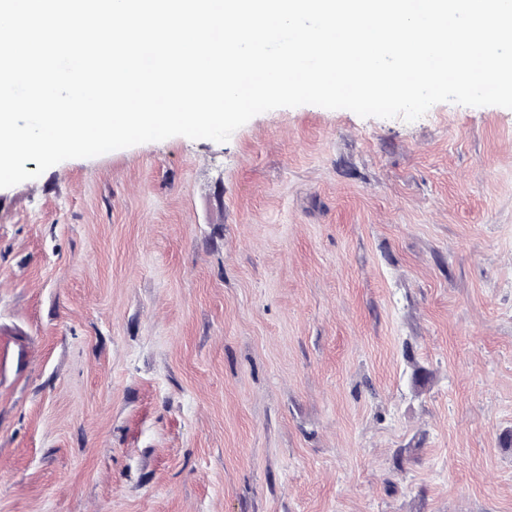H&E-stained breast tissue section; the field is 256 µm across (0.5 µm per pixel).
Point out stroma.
I'll return each mask as SVG.
<instances>
[{"label":"stroma","mask_w":512,"mask_h":512,"mask_svg":"<svg viewBox=\"0 0 512 512\" xmlns=\"http://www.w3.org/2000/svg\"><path fill=\"white\" fill-rule=\"evenodd\" d=\"M512 110L315 105L0 189V512H512Z\"/></svg>","instance_id":"obj_1"}]
</instances>
